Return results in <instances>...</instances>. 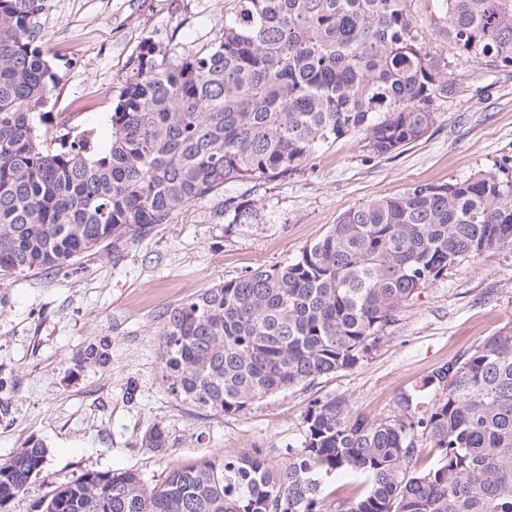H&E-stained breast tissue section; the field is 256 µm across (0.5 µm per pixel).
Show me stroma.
<instances>
[{"instance_id":"35a3bbf8","label":"stroma","mask_w":512,"mask_h":512,"mask_svg":"<svg viewBox=\"0 0 512 512\" xmlns=\"http://www.w3.org/2000/svg\"><path fill=\"white\" fill-rule=\"evenodd\" d=\"M237 0H44L39 43L59 77L49 136L111 135L108 116L144 43L174 61L208 51ZM456 93L429 132L377 157L348 133L319 148L288 178L234 182L224 193L251 204L252 224H225L215 199L197 201L140 238L80 256L61 270L0 280V381L14 398L0 418V462L33 441L48 450L8 512H33L59 483L88 470H132L147 486L176 468L261 452L275 468L306 432L313 402L342 396L352 417L422 406L437 368L512 322V251L465 260L399 309L359 366L212 416L176 400L163 377L159 336L167 308L247 271L294 261L350 209L423 184L465 179L512 157V68L460 64ZM109 344L106 365L78 366L85 347ZM169 446L145 444L154 424Z\"/></svg>"}]
</instances>
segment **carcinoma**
<instances>
[{
    "mask_svg": "<svg viewBox=\"0 0 512 512\" xmlns=\"http://www.w3.org/2000/svg\"><path fill=\"white\" fill-rule=\"evenodd\" d=\"M206 53L173 63L147 42L109 116L112 139H43L57 76L37 44L43 0H0V277L61 269L167 224L238 181L286 178L318 147L363 135L376 156L425 136L454 93L459 62L512 66V0H438L430 49L412 0H237ZM230 224L257 212L219 200ZM512 250V164L415 186L346 212L277 269H256L163 313L168 389L211 415L353 369L397 311L448 269ZM88 345L76 366L103 364ZM440 395L371 422L342 397L308 410L301 448L272 468L260 453L139 473L88 470L35 512H324V478L362 474L346 512H512V324L438 368ZM429 442L438 454L413 472ZM147 447H168L160 424ZM34 442L0 462V512L46 463Z\"/></svg>",
    "mask_w": 512,
    "mask_h": 512,
    "instance_id": "cac0c4a2",
    "label": "carcinoma"
}]
</instances>
